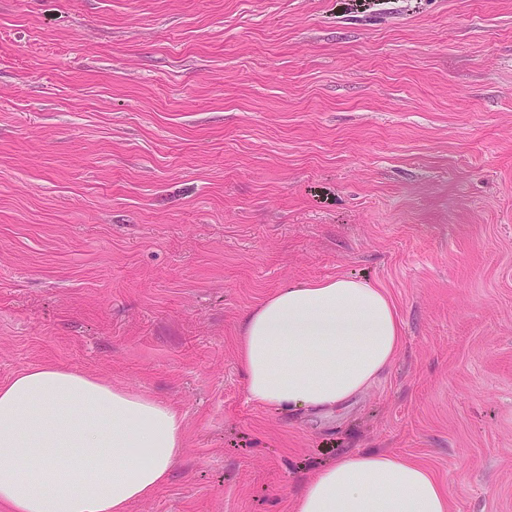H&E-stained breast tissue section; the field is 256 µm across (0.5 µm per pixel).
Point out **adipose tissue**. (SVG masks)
<instances>
[{"mask_svg":"<svg viewBox=\"0 0 512 512\" xmlns=\"http://www.w3.org/2000/svg\"><path fill=\"white\" fill-rule=\"evenodd\" d=\"M387 293L348 276L280 289L241 318L249 397L333 413L375 386L402 344ZM183 421L168 403L60 366L0 384V504L9 512H129L168 481ZM290 512H450L419 463L390 452L338 456Z\"/></svg>","mask_w":512,"mask_h":512,"instance_id":"ef3b65f1","label":"adipose tissue"}]
</instances>
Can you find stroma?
I'll use <instances>...</instances> for the list:
<instances>
[{"mask_svg": "<svg viewBox=\"0 0 512 512\" xmlns=\"http://www.w3.org/2000/svg\"><path fill=\"white\" fill-rule=\"evenodd\" d=\"M336 276L395 363L255 403L242 314ZM42 365L183 415L129 512H290L367 450L512 512V0H0V384Z\"/></svg>", "mask_w": 512, "mask_h": 512, "instance_id": "35a3bbf8", "label": "stroma"}]
</instances>
